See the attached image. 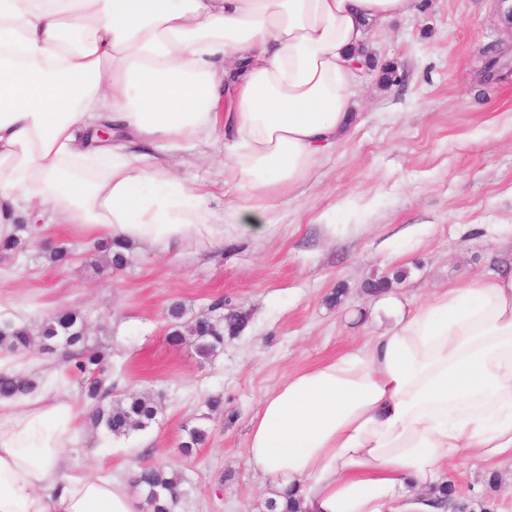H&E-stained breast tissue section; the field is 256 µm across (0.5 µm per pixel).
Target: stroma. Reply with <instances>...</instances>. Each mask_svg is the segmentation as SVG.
Returning <instances> with one entry per match:
<instances>
[{"mask_svg": "<svg viewBox=\"0 0 512 512\" xmlns=\"http://www.w3.org/2000/svg\"><path fill=\"white\" fill-rule=\"evenodd\" d=\"M511 9L507 0H417L412 14L371 25L351 136L277 200L264 236L230 228L220 243L138 242L111 270L94 263L97 238L41 224L22 252L0 254V317L34 329L80 311L89 342L112 354L118 392L162 397L157 423L126 437L82 423L74 457L84 473L127 481L139 465L161 463L185 479L175 512H265L268 489L245 448L273 387L389 326L382 296L410 308L512 268ZM387 63L399 77L388 87ZM172 163L181 182L206 183L211 209L237 203L211 160L180 152ZM60 243L71 250L64 266L45 258ZM383 278L387 293H368ZM218 298L243 324L203 364L190 343H169L166 313L179 302L191 321ZM188 424L208 439L186 457L178 444ZM445 477L462 499L512 512L511 460L462 454Z\"/></svg>", "mask_w": 512, "mask_h": 512, "instance_id": "1", "label": "stroma"}]
</instances>
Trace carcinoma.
Instances as JSON below:
<instances>
[{"label":"carcinoma","instance_id":"obj_1","mask_svg":"<svg viewBox=\"0 0 512 512\" xmlns=\"http://www.w3.org/2000/svg\"><path fill=\"white\" fill-rule=\"evenodd\" d=\"M130 245L108 241L103 251L110 255L108 267L124 264L125 251ZM171 321L169 338L179 343L184 332L192 337L195 354L203 362L210 361L223 347L224 336H234L241 328V318L231 312L217 327L210 326L205 315H200L187 326L185 310L175 304L167 310ZM40 343L45 350L60 346L65 351L66 375L81 384L83 395L90 408V423L113 437H126L133 431L149 428L160 413V401L147 393L124 392L116 395L112 381L110 354L88 344L83 315L66 310L45 319L39 336H32L30 329L10 319L0 320V353L17 355L25 353ZM36 380L24 373H1L0 396L16 395L28 391ZM186 439L180 444V452L190 455L206 440L205 429L193 426L186 429ZM133 485L145 493L144 512H173L179 501L186 496L184 478L163 464H145L139 467Z\"/></svg>","mask_w":512,"mask_h":512}]
</instances>
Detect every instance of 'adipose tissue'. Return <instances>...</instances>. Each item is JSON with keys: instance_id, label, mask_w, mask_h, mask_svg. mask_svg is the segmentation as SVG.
I'll list each match as a JSON object with an SVG mask.
<instances>
[{"instance_id": "1", "label": "adipose tissue", "mask_w": 512, "mask_h": 512, "mask_svg": "<svg viewBox=\"0 0 512 512\" xmlns=\"http://www.w3.org/2000/svg\"><path fill=\"white\" fill-rule=\"evenodd\" d=\"M415 0H0V241L36 211L113 239L260 236L349 134L368 27ZM224 144L230 218L169 155ZM86 409L0 397V512H141L73 468ZM247 457L302 512H441L442 465L512 458V274L443 288L261 401Z\"/></svg>"}]
</instances>
